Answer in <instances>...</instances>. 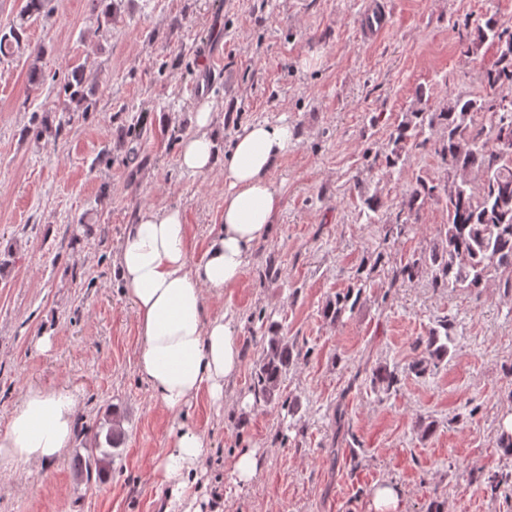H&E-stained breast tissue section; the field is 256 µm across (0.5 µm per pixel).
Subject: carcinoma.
Wrapping results in <instances>:
<instances>
[{
  "mask_svg": "<svg viewBox=\"0 0 512 512\" xmlns=\"http://www.w3.org/2000/svg\"><path fill=\"white\" fill-rule=\"evenodd\" d=\"M51 0H25L19 21L0 30V54L20 49L29 24L43 16ZM487 46L495 51L496 60L483 74L488 88L484 95L452 96L436 107L421 106L405 113L393 126L384 148L385 164L393 168L403 161L408 148L434 144L436 155L447 171V179L434 183L424 176L416 179L406 194L401 213L406 220L395 224L405 232L409 221L431 201L440 202L448 221L440 240L417 257L387 271L389 287L414 281L425 275L434 288H478L492 272L503 277L512 289V24L495 15L484 18L474 33L459 34V48L464 56H474ZM84 68H74L63 86L64 93L82 106L93 108L85 94ZM489 116L488 124H478L474 116ZM434 135L430 140L425 132ZM365 285L348 290L324 308L326 318L337 321L352 298H360ZM448 320L427 337L414 341L421 358L412 365L416 374L435 369L448 356L450 339ZM301 352L284 343L277 330H271L264 357L254 370L252 391L255 399L271 403L278 398L280 382ZM374 382L386 391L397 386L399 375L381 368ZM85 474L100 473L112 465V452L105 448L86 449Z\"/></svg>",
  "mask_w": 512,
  "mask_h": 512,
  "instance_id": "carcinoma-1",
  "label": "carcinoma"
}]
</instances>
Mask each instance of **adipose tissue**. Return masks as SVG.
<instances>
[{"label": "adipose tissue", "mask_w": 512, "mask_h": 512, "mask_svg": "<svg viewBox=\"0 0 512 512\" xmlns=\"http://www.w3.org/2000/svg\"><path fill=\"white\" fill-rule=\"evenodd\" d=\"M196 128L182 145L181 167L204 173L223 163L228 186L222 224L204 255L191 260L179 208L152 207L138 212L116 257L142 338L138 373L153 398L173 413L203 390L221 402L225 380L240 367L235 330L223 317L207 313L204 292L233 287L252 248L267 237L281 207L269 174L293 140L288 125L257 122L237 134L222 155L211 112L197 113ZM75 406L66 389H29L9 428L0 432V457L16 462L59 458L74 436ZM204 454L202 435L179 426L159 466L162 480L173 486V497H181Z\"/></svg>", "instance_id": "obj_1"}]
</instances>
